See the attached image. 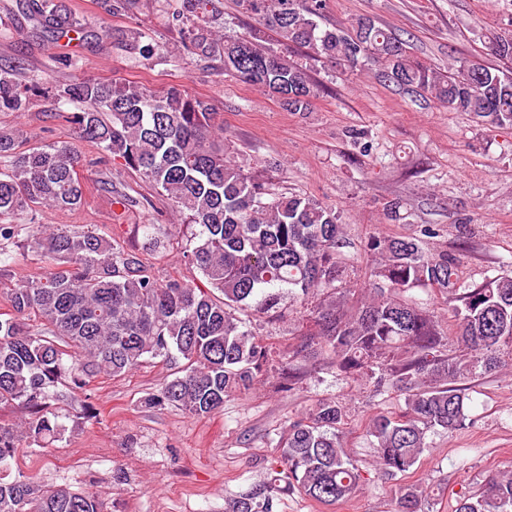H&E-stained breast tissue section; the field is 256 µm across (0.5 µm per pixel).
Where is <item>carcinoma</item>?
<instances>
[{"label":"carcinoma","instance_id":"1","mask_svg":"<svg viewBox=\"0 0 512 512\" xmlns=\"http://www.w3.org/2000/svg\"><path fill=\"white\" fill-rule=\"evenodd\" d=\"M166 23L183 48L224 65V74L276 96L289 112H308L318 88L306 49L349 69L375 75L412 101L468 112L495 125H512V76L461 58L448 70L410 55L398 34L368 16L341 26L321 24L326 0H236L258 24L228 37L217 27L224 0H164ZM114 15L132 14L140 0H104ZM33 29L57 43L72 38L64 57L69 80L43 92L51 112L72 130L68 140L42 143L21 126L0 127V272L17 256L34 253L42 271L3 292L10 312L0 316V408L21 411L0 422V470L19 448H48L65 432L60 404L98 377H119L148 358L173 365L171 378L144 399L198 418L250 390L274 369L293 390L302 361H324L343 380L360 381L376 396L395 395L404 408L370 419L375 470L385 477L409 471L427 448V432L464 426L470 398L458 382L512 368V276L480 284L460 282L458 259L428 253L416 238L383 236L373 255L368 291L349 280L339 245L344 227L336 211L314 198L273 190L246 172L210 104L181 85L152 90L135 83L92 81L81 75L79 49L87 26L65 0H19ZM276 36L277 51L265 31ZM135 31L124 45L149 65L161 48ZM485 48L512 60V38L491 34ZM20 66H0V112H25L35 84L18 79ZM96 150V163L113 160L137 172L167 200L183 224L199 226L185 258L205 285L157 278L150 257L165 249L161 225L143 224L144 247L128 250L96 224H45L20 215L38 208L73 211L85 197L75 143ZM431 286L448 294L462 354L448 353L440 315L406 296ZM310 305L296 350L272 358L241 315H281L283 289ZM66 391H61V388ZM344 407L323 399L289 422L280 436L281 469L273 480L229 503L228 512H274L281 485L327 505L350 497L361 474L341 442ZM0 512H103L91 492L42 485L31 476H0ZM396 512H429L422 492L406 488ZM455 512H512V468L489 474L483 491L458 501Z\"/></svg>","mask_w":512,"mask_h":512}]
</instances>
